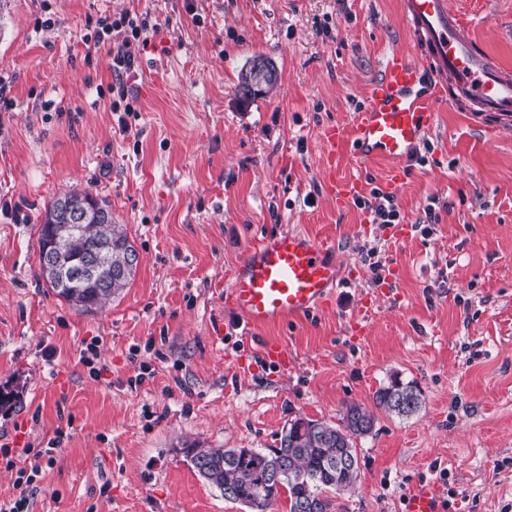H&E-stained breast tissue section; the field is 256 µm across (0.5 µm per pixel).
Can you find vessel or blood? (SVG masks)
Returning <instances> with one entry per match:
<instances>
[{"instance_id": "1", "label": "vessel or blood", "mask_w": 512, "mask_h": 512, "mask_svg": "<svg viewBox=\"0 0 512 512\" xmlns=\"http://www.w3.org/2000/svg\"><path fill=\"white\" fill-rule=\"evenodd\" d=\"M403 19L424 57L418 65L391 54L371 83L367 105L349 128L329 127L324 141L328 162L338 148L357 161H391L388 190H396L418 144L432 129L433 106L440 98L469 112L498 120L512 118V71L489 58L465 33L447 0H404ZM337 200L364 193L362 179L330 178ZM336 244L296 230L267 236L251 250L230 287L235 310L254 327L307 316L327 304L339 284ZM403 512H446L438 488L418 481Z\"/></svg>"}]
</instances>
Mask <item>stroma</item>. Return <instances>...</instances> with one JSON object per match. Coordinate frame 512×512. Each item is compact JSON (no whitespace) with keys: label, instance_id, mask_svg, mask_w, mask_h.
Segmentation results:
<instances>
[{"label":"stroma","instance_id":"1","mask_svg":"<svg viewBox=\"0 0 512 512\" xmlns=\"http://www.w3.org/2000/svg\"><path fill=\"white\" fill-rule=\"evenodd\" d=\"M475 43L512 69V0H447ZM403 0H9L0 19V444L56 442L26 491L29 512H245L182 448H276L298 418L373 410L355 441L359 477L336 512H400L419 479L449 512H512V130L439 100L394 197L401 239L339 203L330 169L385 187L387 162L326 160L394 52L421 57ZM148 14L158 31L128 84L136 114L110 108L111 57L86 54L89 21ZM257 55L278 69L241 105ZM129 132H121L120 122ZM106 198L140 254L134 280L85 312L40 273L46 203L70 189ZM430 235L417 223L429 200ZM298 230L336 243L340 285L307 317L243 329L229 288L250 250ZM395 264L378 288L364 259ZM369 316L367 336L351 325ZM95 344L92 366L80 356ZM280 345L282 363L267 344ZM154 371L132 388L140 365ZM100 376L90 375V368ZM424 404L376 409L391 377ZM250 68L252 71L254 88H263L264 85L265 87L261 93H251L247 88L248 82L246 79L248 77V73L242 71L241 75L239 76L237 92L243 104H249L258 98L266 97L277 86L279 80V74L274 65L273 69L276 71V73L275 75L270 76V65L265 57H256L253 59L250 63ZM268 78L269 80H267L265 84V79Z\"/></svg>","mask_w":512,"mask_h":512}]
</instances>
